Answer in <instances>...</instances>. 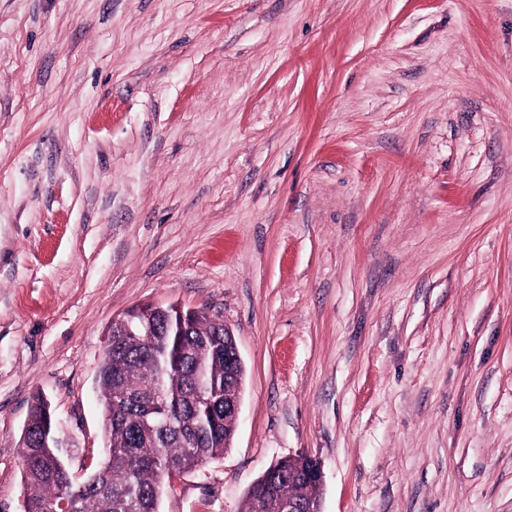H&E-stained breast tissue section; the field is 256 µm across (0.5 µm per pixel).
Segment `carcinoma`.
Masks as SVG:
<instances>
[{
    "label": "carcinoma",
    "mask_w": 512,
    "mask_h": 512,
    "mask_svg": "<svg viewBox=\"0 0 512 512\" xmlns=\"http://www.w3.org/2000/svg\"><path fill=\"white\" fill-rule=\"evenodd\" d=\"M137 329H108L97 383L104 408L105 462L74 482L58 446V427L45 396L32 395L20 437L26 488L22 512H159L172 473H189L221 459L234 436L224 423L229 371L244 379V364L229 366L224 325L176 305L128 312ZM314 466L306 455L286 456L264 470L242 512H254L257 490L276 482L278 500H316L319 481H296Z\"/></svg>",
    "instance_id": "carcinoma-1"
}]
</instances>
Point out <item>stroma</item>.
<instances>
[{
  "label": "stroma",
  "instance_id": "stroma-1",
  "mask_svg": "<svg viewBox=\"0 0 512 512\" xmlns=\"http://www.w3.org/2000/svg\"><path fill=\"white\" fill-rule=\"evenodd\" d=\"M177 303L245 366L240 512H512V0H0V512L34 393L83 482L112 320ZM318 464L317 460L313 463V461L306 455L286 456L271 463L270 465L274 466L264 470L263 474L258 478L259 480L256 488L253 491L248 492L241 512H252L255 510L257 491L263 486L264 487L259 492L260 496L267 497L274 493L275 486L273 483H268L270 481L276 482L278 500L288 501V505H285L284 510L281 512H322L321 502L318 504L316 511H306L304 504L300 499L288 498V495H293L304 500L314 501L320 497L321 486L323 483V472L321 467L320 469L314 467L306 474V477L310 480L316 477L322 483L320 481L304 482L301 479L298 482L293 479V475L295 473L299 474Z\"/></svg>",
  "mask_w": 512,
  "mask_h": 512
}]
</instances>
